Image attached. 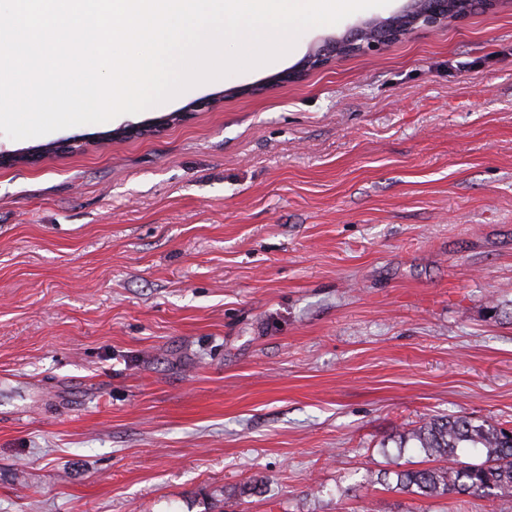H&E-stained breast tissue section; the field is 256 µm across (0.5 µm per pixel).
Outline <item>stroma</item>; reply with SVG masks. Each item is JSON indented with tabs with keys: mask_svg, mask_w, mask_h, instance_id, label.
<instances>
[{
	"mask_svg": "<svg viewBox=\"0 0 512 512\" xmlns=\"http://www.w3.org/2000/svg\"><path fill=\"white\" fill-rule=\"evenodd\" d=\"M0 167V512H491L372 475L512 427V0ZM150 136L113 137L171 113Z\"/></svg>",
	"mask_w": 512,
	"mask_h": 512,
	"instance_id": "1",
	"label": "stroma"
}]
</instances>
